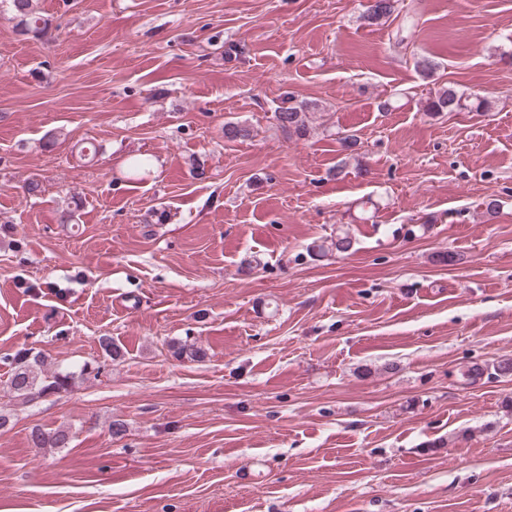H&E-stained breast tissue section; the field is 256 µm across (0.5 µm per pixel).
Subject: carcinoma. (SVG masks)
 <instances>
[{"instance_id": "carcinoma-1", "label": "carcinoma", "mask_w": 512, "mask_h": 512, "mask_svg": "<svg viewBox=\"0 0 512 512\" xmlns=\"http://www.w3.org/2000/svg\"><path fill=\"white\" fill-rule=\"evenodd\" d=\"M6 2L21 33L41 37L48 34V20L38 10L36 0ZM398 5L399 0H370L360 20L372 24L388 18L398 10ZM466 101L467 97L456 87H443L425 101L424 111L432 114L460 112L468 108ZM308 111V103L290 99L288 105L276 110L277 125L289 135L306 137L310 133ZM3 361L10 366V375L6 381L7 393L15 398L29 399L36 395L57 394L68 390L74 380L73 373L64 369L46 371L41 354L29 349L22 348L7 354ZM30 440L37 448H66L70 444L71 433L65 428L46 431L35 427L31 430Z\"/></svg>"}]
</instances>
